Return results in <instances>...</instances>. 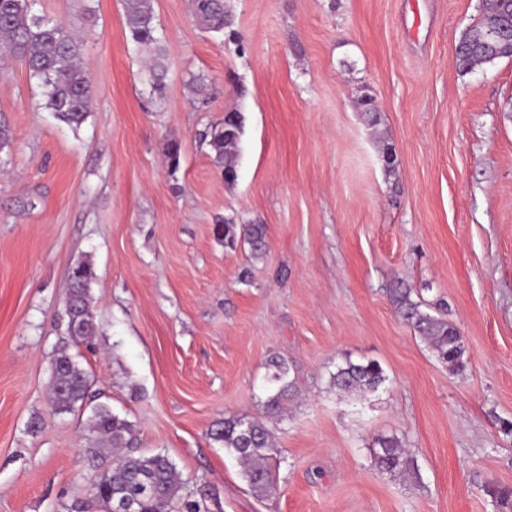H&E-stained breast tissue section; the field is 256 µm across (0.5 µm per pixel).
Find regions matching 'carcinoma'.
<instances>
[{"label":"carcinoma","instance_id":"carcinoma-1","mask_svg":"<svg viewBox=\"0 0 512 512\" xmlns=\"http://www.w3.org/2000/svg\"><path fill=\"white\" fill-rule=\"evenodd\" d=\"M194 13L206 28L222 32L231 26L224 0H192ZM481 16L464 32L458 47L460 67L471 71L501 58H509L512 34L493 36L488 31L512 16V0H487ZM34 0H0V50L18 58L29 75L41 88L40 108L54 114L61 122L78 127L89 112L90 84L82 61V43L58 23H51L33 12ZM125 21L131 40L151 53L150 87L153 93L164 89V47L158 36L150 0H124ZM242 133V116L232 112L224 125L211 133L209 146L217 160L224 163V181L236 180V159ZM224 236V245L235 249L249 246L251 255L259 258L266 251V226L263 224H232L228 221L216 227ZM80 271L70 285L69 313L75 323V343L95 336L96 325L89 303V288L94 279L92 265L81 260ZM390 301L397 314L413 327L432 347L438 359L452 370L465 366L467 348L458 329L442 317L422 309V301L412 297V290L403 282L389 289ZM267 383L271 394L264 402V415L257 418L232 416L224 419L223 427L213 432V438L235 455L243 466L244 476L252 490L259 494L274 486L280 466L279 450L267 420L281 416L284 402L294 387L289 379L288 364L282 359L270 362ZM386 381L381 366L375 362L357 363L347 358L330 375L336 390L362 396L377 391ZM91 385L90 375L69 353V345H59L51 360V398L56 410L69 412L83 406ZM91 430L99 444L87 449L92 460H104L113 453L112 464L102 470L97 482L102 493L95 508L99 512H116L117 505L126 503L131 512H202V505L216 499L213 489L204 485L197 490L199 498L182 494L183 482L167 455L158 452L145 455L137 449L132 424L105 406L95 408ZM374 465L389 472L408 473L415 470L412 456L404 451L397 437L378 441ZM485 491L504 509L512 508V489L497 484Z\"/></svg>","mask_w":512,"mask_h":512}]
</instances>
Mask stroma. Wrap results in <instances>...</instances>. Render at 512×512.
<instances>
[{
    "label": "stroma",
    "instance_id": "35a3bbf8",
    "mask_svg": "<svg viewBox=\"0 0 512 512\" xmlns=\"http://www.w3.org/2000/svg\"><path fill=\"white\" fill-rule=\"evenodd\" d=\"M151 3L159 97L122 0H35L83 42L79 128L0 56V512L85 499L97 406L132 424L140 452L167 454L186 493L214 489L209 512H499L484 487H512V59L459 68L482 0H224L235 43L191 0ZM233 109L228 184L208 141ZM227 219L266 226L263 258L225 248ZM81 260L96 333L73 353L93 383L84 409L58 413L50 360ZM398 280L460 331L464 371L396 313ZM275 355L295 387L269 422L281 464L262 496L210 432L262 414ZM347 358L378 362L385 384L336 392ZM381 436L414 475L374 466Z\"/></svg>",
    "mask_w": 512,
    "mask_h": 512
}]
</instances>
